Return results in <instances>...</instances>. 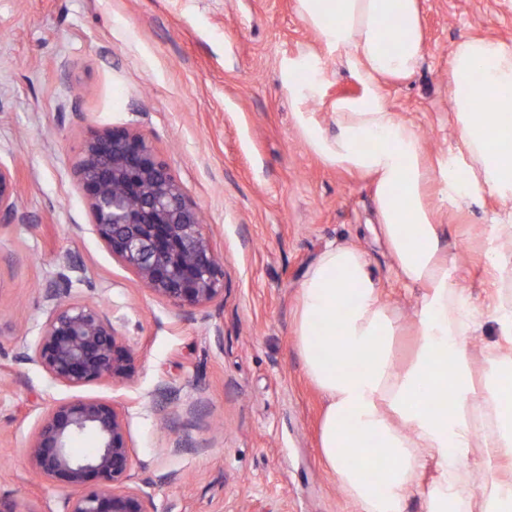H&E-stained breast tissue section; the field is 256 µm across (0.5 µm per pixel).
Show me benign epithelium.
<instances>
[{"label": "benign epithelium", "mask_w": 512, "mask_h": 512, "mask_svg": "<svg viewBox=\"0 0 512 512\" xmlns=\"http://www.w3.org/2000/svg\"><path fill=\"white\" fill-rule=\"evenodd\" d=\"M93 232L156 297L204 309L224 295V265L197 205L144 135L131 127L90 128L76 163ZM16 189L0 164V223L16 214ZM24 357L54 381L82 388L132 372L131 352L96 303L58 302ZM94 433L96 454L77 457L70 441ZM28 455L46 481L70 491L63 512H147L130 486L133 459L125 423L111 401L74 397L42 417Z\"/></svg>", "instance_id": "1"}]
</instances>
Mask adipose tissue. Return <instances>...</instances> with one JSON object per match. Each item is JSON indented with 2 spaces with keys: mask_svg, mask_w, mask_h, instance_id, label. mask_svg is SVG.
Returning a JSON list of instances; mask_svg holds the SVG:
<instances>
[{
  "mask_svg": "<svg viewBox=\"0 0 512 512\" xmlns=\"http://www.w3.org/2000/svg\"><path fill=\"white\" fill-rule=\"evenodd\" d=\"M300 19L361 87L334 100L328 134L306 106L323 99L316 51L289 60L296 128L328 166L371 176L373 202L397 278L421 289L414 347L399 359L391 318L363 252L326 249L299 288L295 342L306 375L326 400L320 454L359 512H405L422 494L426 512H512V308L499 306L500 336L486 374L472 339L477 299L456 280L443 211L463 213L496 197L504 216L484 225L481 249L492 278L512 268V155L501 126L512 115V46L467 39L451 54L448 89L457 144L427 158L419 129L383 91L410 77L423 55L417 0H297ZM361 449L351 460L350 449ZM482 449L481 496L463 494L460 472ZM436 476L418 481L426 464Z\"/></svg>",
  "mask_w": 512,
  "mask_h": 512,
  "instance_id": "adipose-tissue-1",
  "label": "adipose tissue"
}]
</instances>
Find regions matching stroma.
I'll return each instance as SVG.
<instances>
[{
  "instance_id": "35a3bbf8",
  "label": "stroma",
  "mask_w": 512,
  "mask_h": 512,
  "mask_svg": "<svg viewBox=\"0 0 512 512\" xmlns=\"http://www.w3.org/2000/svg\"><path fill=\"white\" fill-rule=\"evenodd\" d=\"M424 52L387 82L394 112L427 156L456 145L448 61L456 44L512 45V0H418ZM296 0H0V165L18 212L0 223V497L62 512L65 490L38 480L27 447L51 404L113 401L148 512H356L320 455L326 406L298 356L300 284L336 244L363 251L392 318L409 327L419 293L395 278L369 178L326 166L302 141L283 86L288 59L321 50ZM329 101L358 93L323 52ZM139 130L202 211L224 257V295L182 310L140 286L92 231L74 173L88 127ZM501 208L449 220L457 281L492 287L478 235ZM100 304L128 343L122 383L74 390L21 356L56 299Z\"/></svg>"
}]
</instances>
